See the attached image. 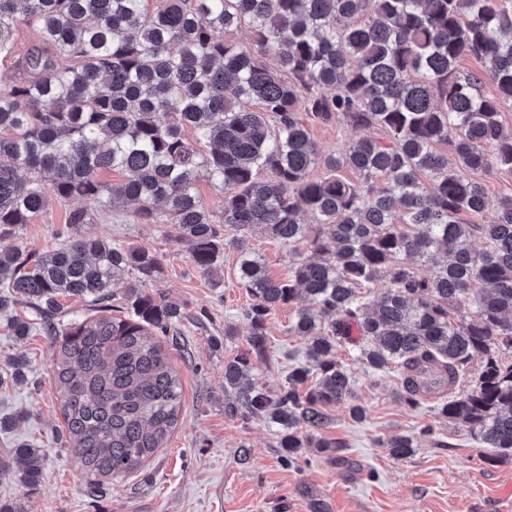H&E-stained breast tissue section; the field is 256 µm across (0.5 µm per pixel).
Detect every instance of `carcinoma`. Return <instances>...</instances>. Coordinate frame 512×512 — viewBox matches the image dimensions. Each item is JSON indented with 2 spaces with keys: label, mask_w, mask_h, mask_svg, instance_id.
<instances>
[{
  "label": "carcinoma",
  "mask_w": 512,
  "mask_h": 512,
  "mask_svg": "<svg viewBox=\"0 0 512 512\" xmlns=\"http://www.w3.org/2000/svg\"><path fill=\"white\" fill-rule=\"evenodd\" d=\"M243 25L250 44L224 38ZM22 26L40 41L21 64L25 78L0 75V312L19 295L60 341L66 444L90 495L140 468L177 424L182 383L159 337L179 346L181 311L147 290L159 263L145 249L73 237L26 251L20 232L45 209L48 187L114 211L130 204V224L175 225L192 265L217 284L224 247L241 252L240 284L254 302L247 346L224 363V415L276 425L288 460L304 448L345 459V445L317 431L336 404L365 418L334 357L351 345L374 372L396 365L404 403L438 389L439 415L465 424L489 460L512 461V360L502 357L512 350V196L479 224L488 200L464 175L512 171L500 122L512 108L503 0H0V53ZM466 56L485 62L496 95L460 75ZM340 117L386 141L321 156L309 125ZM448 142L453 166L437 149ZM320 162L327 175L308 178ZM108 171L122 180L103 181ZM201 177L222 193L216 213L198 203ZM224 227L288 244L299 256L288 278L270 277ZM418 261L434 262L431 276L415 273ZM123 280L118 311L112 284ZM382 280L389 288L371 296ZM67 298L100 315L61 320ZM297 300L305 305L290 332L307 340L306 362L270 391L248 372L264 359L268 317ZM466 303L472 312L454 315ZM476 356L479 372L457 388ZM383 447L403 459L417 445L395 434ZM42 461L41 449L20 444L0 468L16 466L32 486Z\"/></svg>",
  "instance_id": "1"
}]
</instances>
